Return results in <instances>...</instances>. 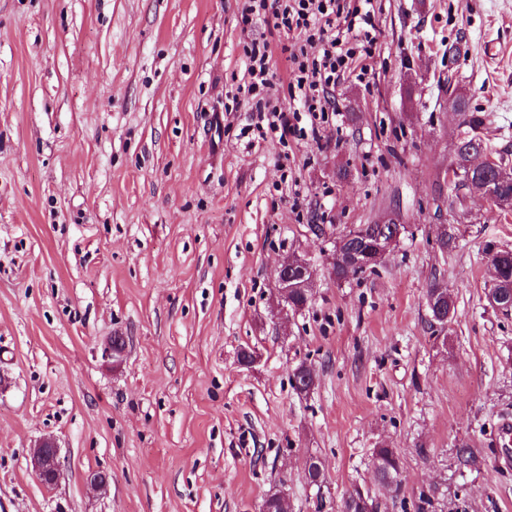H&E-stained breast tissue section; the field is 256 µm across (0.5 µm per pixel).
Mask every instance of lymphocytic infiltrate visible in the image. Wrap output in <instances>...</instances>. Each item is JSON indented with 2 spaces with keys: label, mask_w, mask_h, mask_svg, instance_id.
I'll list each match as a JSON object with an SVG mask.
<instances>
[{
  "label": "lymphocytic infiltrate",
  "mask_w": 512,
  "mask_h": 512,
  "mask_svg": "<svg viewBox=\"0 0 512 512\" xmlns=\"http://www.w3.org/2000/svg\"><path fill=\"white\" fill-rule=\"evenodd\" d=\"M272 14L275 27L299 31L302 43L288 56L293 74V90L300 109L288 112L274 104L268 91L272 85V51L265 39L247 38L243 53L248 60L250 81L243 93L253 103L254 126L260 138L274 135L319 138L332 110L327 97L329 87L344 75L357 52L371 53L375 28L374 14L362 5L343 9L341 0H243L242 28H250L255 17ZM348 29L358 30L360 45L336 35L337 19Z\"/></svg>",
  "instance_id": "f902f5d3"
}]
</instances>
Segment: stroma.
<instances>
[{"label":"stroma","instance_id":"35a3bbf8","mask_svg":"<svg viewBox=\"0 0 512 512\" xmlns=\"http://www.w3.org/2000/svg\"><path fill=\"white\" fill-rule=\"evenodd\" d=\"M239 5L0 0V512H261L275 490L291 512H339L376 489L380 446L401 460L381 512H512V312L487 300L512 206L448 188L452 87L512 167V0H372V57L331 88L320 139L284 143L246 132L242 46L269 42L271 94L294 109L295 36L270 17L244 33ZM391 217L407 231L385 262L336 282L337 236ZM290 256L315 276L284 319ZM434 282L456 301L440 331ZM44 439L52 488L32 465ZM302 271L303 276L307 271H311L310 263L304 259L298 257L286 258L279 270V275L275 282V291L281 297L282 303L279 306L280 313L285 316H288V312L292 311L288 307L292 308L293 305L300 306L306 302L307 297H312L310 292L304 293L300 288H310L312 286V278L310 280H305L302 283L297 285L291 284L292 280L288 279V268H296ZM293 312V311H292ZM59 448L51 439L41 441L33 453L34 470L39 477L47 473H58Z\"/></svg>","mask_w":512,"mask_h":512}]
</instances>
